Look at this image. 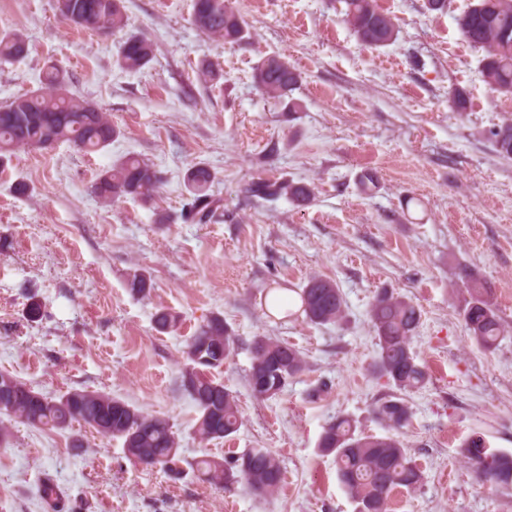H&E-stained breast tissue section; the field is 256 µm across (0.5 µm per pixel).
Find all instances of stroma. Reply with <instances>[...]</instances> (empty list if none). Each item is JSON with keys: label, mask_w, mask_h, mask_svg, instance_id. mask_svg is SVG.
Here are the masks:
<instances>
[{"label": "stroma", "mask_w": 512, "mask_h": 512, "mask_svg": "<svg viewBox=\"0 0 512 512\" xmlns=\"http://www.w3.org/2000/svg\"><path fill=\"white\" fill-rule=\"evenodd\" d=\"M475 0H375L395 23L394 42L359 44L343 0H231L249 31L226 46L191 22L192 0H123L127 25L103 37L63 21L56 0H0V32L23 34L29 53L0 54V104L41 89L49 65L75 97L106 112L118 134L87 155L61 142L19 151L0 172V370L56 398L105 392L169 419L185 463L224 461L267 448L284 481L272 496L232 490L196 474L176 480L135 462L121 439L83 423L64 430L0 421V512H355L333 457L317 447L323 428L345 416L386 435L372 407L394 392L371 363L369 322L377 290L421 310L413 349L432 379L407 393L413 418L403 440L423 472L414 491H395L390 512H512V489L483 492L463 449L481 435L512 453V158L490 132L512 119V93L482 74V50L455 19ZM154 47L139 70L113 53L126 35ZM279 54L302 73L286 111L253 83L256 65ZM212 63L217 81L199 74ZM463 91L468 109L452 112ZM134 154L161 177L147 199L103 204L97 175ZM208 166L224 218L186 223L187 169ZM379 187L363 193L362 172ZM303 182L315 199L245 203L255 178ZM489 287L508 334L488 350L466 331L469 291L459 267ZM150 275L146 299L132 297V269ZM313 276L336 282L346 302L336 325L269 312L272 288ZM42 305L29 320L31 300ZM177 330L154 328L160 310ZM223 317L237 340L216 376L236 397L242 424L229 439L204 440L198 411L181 387L183 350L199 324ZM267 335L294 344L306 370L278 397L251 392L248 345Z\"/></svg>", "instance_id": "stroma-1"}]
</instances>
